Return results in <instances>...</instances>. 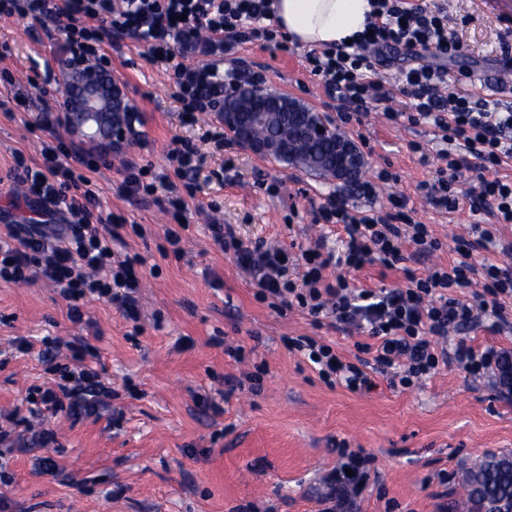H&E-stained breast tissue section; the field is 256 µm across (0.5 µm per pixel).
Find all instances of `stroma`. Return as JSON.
I'll return each instance as SVG.
<instances>
[{"label":"stroma","instance_id":"obj_1","mask_svg":"<svg viewBox=\"0 0 512 512\" xmlns=\"http://www.w3.org/2000/svg\"><path fill=\"white\" fill-rule=\"evenodd\" d=\"M443 5L448 29L461 43L447 62L457 89L512 103V0ZM1 45L7 52L0 70L11 71L15 84L0 83V218L24 227L34 221L32 210L8 204L9 194L27 192L13 169L14 153L35 168L43 143L73 140L56 113L63 54L59 39L47 38L39 25L6 17H0ZM103 48L108 71L124 84L141 122L121 150L85 141L80 147L98 158L92 179L103 212L117 219L113 249L143 260L141 315L135 322L96 300L74 322L50 283L0 282V420L25 410L28 392L56 378L38 350L10 353L18 338L83 337L99 350L102 380L112 389L99 415L75 424L60 414L42 417V428L55 432L63 450L59 477L33 470L40 446L0 453V512H238L246 504L252 512H325L324 477L344 448L370 458L367 483L344 512H453L475 461L512 451V394L497 387L496 368L474 373L452 359L409 388L376 370L371 391L328 387L289 350V338L313 337L352 362L367 335L329 318L314 322L297 307H271L252 277L214 244L208 227L233 225L244 243L279 247L294 260L316 245L338 252L335 234L317 215L327 200L365 210L399 199L405 217L429 226L439 250L421 254L406 246L405 268L351 269L345 273L350 286L405 287L407 272L422 276L448 264L459 244L470 241L473 284L453 295L472 302L484 292L485 264L512 268V224L493 223L487 211L466 203L450 212L430 205L419 186L436 177L441 130L423 121H389L377 107L361 121L342 123L308 68L307 47L245 44L193 60L260 73L266 87L325 113L368 159L357 188L247 153L229 138L216 145L211 134L223 130L222 120L214 112L185 117L171 65L151 62L146 47L128 38L105 41ZM19 87L30 92L29 108L15 104ZM177 140L194 143L201 155L196 195L184 212L121 192L125 162L169 173L167 152ZM383 171L390 181L380 180ZM182 221L184 251L167 253L165 231ZM477 224L492 228L495 244L476 245ZM502 304L505 323L487 316L462 328L476 352L512 355V297ZM211 397L219 410L208 406Z\"/></svg>","mask_w":512,"mask_h":512}]
</instances>
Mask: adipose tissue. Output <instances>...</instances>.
I'll list each match as a JSON object with an SVG mask.
<instances>
[{"label": "adipose tissue", "mask_w": 512, "mask_h": 512, "mask_svg": "<svg viewBox=\"0 0 512 512\" xmlns=\"http://www.w3.org/2000/svg\"><path fill=\"white\" fill-rule=\"evenodd\" d=\"M275 20L289 40L310 47L333 46L363 31L369 0H273Z\"/></svg>", "instance_id": "obj_1"}]
</instances>
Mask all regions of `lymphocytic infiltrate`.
<instances>
[{
    "label": "lymphocytic infiltrate",
    "mask_w": 512,
    "mask_h": 512,
    "mask_svg": "<svg viewBox=\"0 0 512 512\" xmlns=\"http://www.w3.org/2000/svg\"><path fill=\"white\" fill-rule=\"evenodd\" d=\"M271 5L272 0H0V16L58 25L65 52L81 49L86 60L99 64L106 60L105 36L143 44L151 60L172 64L182 110L190 114L223 105L225 90L238 76L211 64L187 65L189 54L203 45L214 52H230L244 44L274 41L277 31L270 25ZM370 5L368 33L351 45L309 54L306 62L335 101L342 120L363 116L375 104L383 107L389 120L429 121L446 132L448 142H462L464 153L440 150L446 166L421 186L434 208L457 209L461 197L455 185L472 160H479L486 170L512 158V105L503 107L473 92L450 90L447 68L427 62L402 70L398 87H387L375 67L384 49L429 50L445 59L458 52L459 41L449 33L442 8L427 0H370ZM398 94L406 98V109L393 107ZM41 155L43 165L35 169L27 165L24 155L15 154L14 168L24 171L30 193L45 214L64 213L65 222L51 231L23 237L14 225H7V240L0 244V281H49L68 300V315L74 321L82 318V302L90 300L117 304L129 319H138L137 260L116 258L111 235L102 231L105 219L94 214L99 197L90 174L97 170V161L61 143L44 144ZM167 160L176 175L186 177L184 194H177L164 176L153 173L151 165L134 163L125 167L123 191L152 196L163 187L167 204L184 209L185 195L194 192L189 178L199 166V152L192 142L178 141ZM470 207L490 209L497 223L512 224V181L481 179ZM318 215L325 223L339 225L341 251L331 258L317 249L304 250L302 273L283 258L281 249L244 244L232 225L215 224L211 232L220 249L254 276L260 298L284 308L300 307L316 319L333 318L348 329L367 330L371 340L362 344V351L371 354L377 370H396L401 386L430 377L451 356L473 370L498 360L497 351L478 354L463 340L450 353L437 350L433 340L447 337L449 330L472 323L477 316L500 317V296L512 295V271L485 265L487 297L479 303L448 296V289L472 284L471 251L464 245L448 265L433 267L421 277L408 274L406 288L357 293L344 276L325 280L324 270L332 264L358 270L373 263L391 269L404 263L405 244L426 253L438 249L439 243L428 225L399 223L390 212L355 211L331 200L319 207ZM288 346L303 354L327 386L341 385L353 392L373 387L367 371L340 361L329 344L298 336L290 338ZM63 349L69 361L60 364L56 358ZM41 355L53 363L59 382L30 397L28 415H14L10 429L0 430L1 442L17 444L31 433L41 447H49L56 441L54 433L34 430L33 417L62 412L75 423L95 415L109 393L98 370L87 363L95 350L83 339L66 343L44 339ZM365 462L361 453H349L344 465L325 478L332 492L342 497L357 494L367 478Z\"/></svg>",
    "instance_id": "f902f5d3"
}]
</instances>
